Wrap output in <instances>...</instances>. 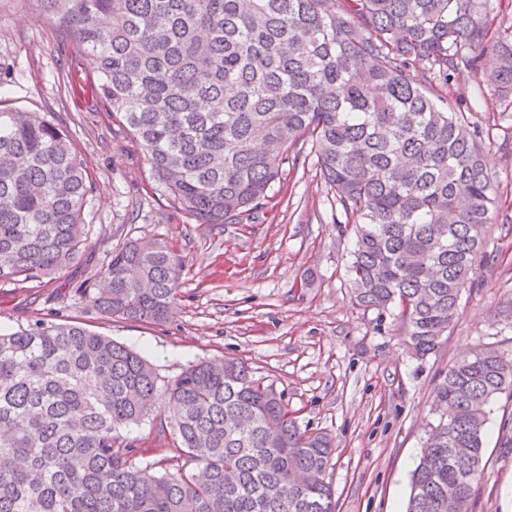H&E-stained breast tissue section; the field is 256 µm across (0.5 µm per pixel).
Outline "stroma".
I'll list each match as a JSON object with an SVG mask.
<instances>
[{
	"mask_svg": "<svg viewBox=\"0 0 512 512\" xmlns=\"http://www.w3.org/2000/svg\"><path fill=\"white\" fill-rule=\"evenodd\" d=\"M92 60L39 17L35 0H0V104L66 122L91 181L85 221L95 243L83 265L51 282H0V329L39 319L79 323L143 353L162 380L204 359L236 358L283 391L300 425L336 443L327 479L336 512H406L410 476L449 364L481 346L512 353V107L467 69L446 90L481 131L499 208L491 261L474 270L434 355L411 358L390 318L355 309L338 229L311 146L292 152L258 219L199 224L159 191L143 151L89 92ZM167 241L184 261L163 323L112 320L75 288L127 237ZM485 477L472 512H512V395L489 406Z\"/></svg>",
	"mask_w": 512,
	"mask_h": 512,
	"instance_id": "1",
	"label": "stroma"
}]
</instances>
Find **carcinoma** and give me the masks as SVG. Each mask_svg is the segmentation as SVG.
<instances>
[{"mask_svg": "<svg viewBox=\"0 0 512 512\" xmlns=\"http://www.w3.org/2000/svg\"><path fill=\"white\" fill-rule=\"evenodd\" d=\"M93 61V87L154 180L199 224L250 217L311 143L353 227V304L383 315L420 360L437 353L486 254L496 199L465 113L440 90L463 66L512 106V26L490 0H37ZM429 64L424 82L410 77ZM91 185L68 131L0 106V281L66 274L94 243ZM182 259L128 238L76 288L98 313L164 322ZM512 355L448 366L440 419L407 512H460L485 475L486 406ZM153 416L169 467L135 461L120 430ZM334 444L301 428L283 393L235 359L160 383L141 354L39 319L0 333V512H336Z\"/></svg>", "mask_w": 512, "mask_h": 512, "instance_id": "carcinoma-1", "label": "carcinoma"}]
</instances>
